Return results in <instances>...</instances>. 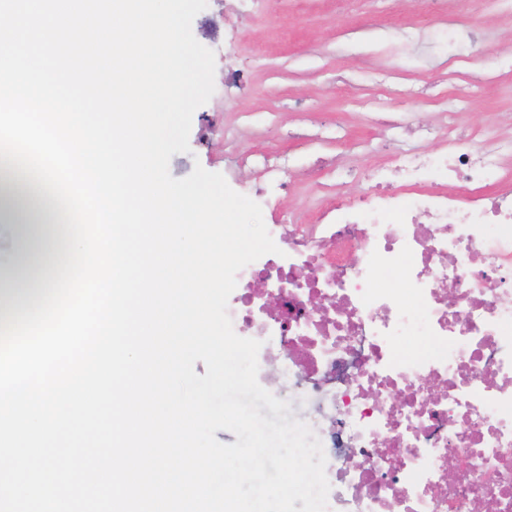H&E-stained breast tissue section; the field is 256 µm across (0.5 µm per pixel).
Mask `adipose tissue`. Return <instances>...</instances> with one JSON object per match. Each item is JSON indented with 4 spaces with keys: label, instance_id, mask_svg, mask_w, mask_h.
Segmentation results:
<instances>
[{
    "label": "adipose tissue",
    "instance_id": "ef3b65f1",
    "mask_svg": "<svg viewBox=\"0 0 512 512\" xmlns=\"http://www.w3.org/2000/svg\"><path fill=\"white\" fill-rule=\"evenodd\" d=\"M0 225L10 248L0 254V325L32 306L65 252L60 211L31 179L0 162Z\"/></svg>",
    "mask_w": 512,
    "mask_h": 512
}]
</instances>
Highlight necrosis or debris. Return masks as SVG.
Masks as SVG:
<instances>
[{
	"label": "necrosis or debris",
	"mask_w": 512,
	"mask_h": 512,
	"mask_svg": "<svg viewBox=\"0 0 512 512\" xmlns=\"http://www.w3.org/2000/svg\"><path fill=\"white\" fill-rule=\"evenodd\" d=\"M445 141L391 154L289 225L285 254L241 269L227 308L238 332L280 336L306 393L336 384L323 449L357 512H512V139Z\"/></svg>",
	"instance_id": "1"
}]
</instances>
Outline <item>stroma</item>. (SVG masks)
<instances>
[{
    "instance_id": "stroma-1",
    "label": "stroma",
    "mask_w": 512,
    "mask_h": 512,
    "mask_svg": "<svg viewBox=\"0 0 512 512\" xmlns=\"http://www.w3.org/2000/svg\"><path fill=\"white\" fill-rule=\"evenodd\" d=\"M421 0H208L192 22L215 54V91L192 118L190 150L173 177L195 166L221 173L268 224H311L327 198L357 185L361 169L395 152L438 147L447 123L512 137V0H457L453 14ZM406 112L421 136L386 128ZM277 154L290 188L267 194L260 159ZM335 159L330 168L323 159ZM258 381L291 405L316 436L332 427L331 396L304 397L279 337L261 338Z\"/></svg>"
}]
</instances>
